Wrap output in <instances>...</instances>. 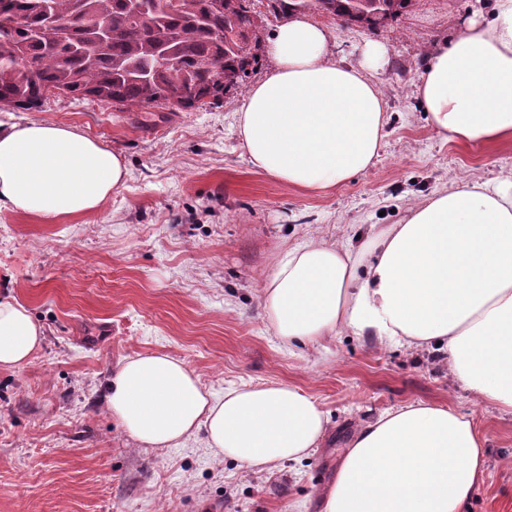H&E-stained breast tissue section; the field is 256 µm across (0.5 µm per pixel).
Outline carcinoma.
I'll return each mask as SVG.
<instances>
[{
	"mask_svg": "<svg viewBox=\"0 0 512 512\" xmlns=\"http://www.w3.org/2000/svg\"><path fill=\"white\" fill-rule=\"evenodd\" d=\"M418 0H0L13 20L0 56V104L31 111L51 96L124 109H202L224 102L258 65L264 21L318 11L370 31ZM53 17L61 34H36Z\"/></svg>",
	"mask_w": 512,
	"mask_h": 512,
	"instance_id": "1",
	"label": "carcinoma"
}]
</instances>
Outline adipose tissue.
<instances>
[{
  "instance_id": "obj_1",
  "label": "adipose tissue",
  "mask_w": 512,
  "mask_h": 512,
  "mask_svg": "<svg viewBox=\"0 0 512 512\" xmlns=\"http://www.w3.org/2000/svg\"><path fill=\"white\" fill-rule=\"evenodd\" d=\"M332 32L299 13L270 33L273 68L235 121L251 167L323 192L373 166L387 136L375 75L388 48L365 42L336 60ZM415 93L444 140H512V0L475 6L465 32L436 48ZM129 177L122 154L76 128L0 124V208L53 220L100 209ZM262 305L285 345L349 330L382 343L436 348L455 380L512 413V175L457 181L371 227L359 245L312 240L267 278ZM44 332L27 306L0 298V368L29 363ZM109 411L137 442L173 448L205 433L215 458L264 471L307 458L328 417L286 383L243 385L216 398L187 363L165 353L124 360L106 385ZM486 440L467 415L407 404L365 423L350 442L323 512H461L482 483Z\"/></svg>"
}]
</instances>
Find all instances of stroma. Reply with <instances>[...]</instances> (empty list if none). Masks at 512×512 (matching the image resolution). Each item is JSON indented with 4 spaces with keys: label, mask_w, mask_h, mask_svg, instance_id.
I'll list each match as a JSON object with an SVG mask.
<instances>
[{
    "label": "stroma",
    "mask_w": 512,
    "mask_h": 512,
    "mask_svg": "<svg viewBox=\"0 0 512 512\" xmlns=\"http://www.w3.org/2000/svg\"><path fill=\"white\" fill-rule=\"evenodd\" d=\"M479 0H419L376 31L321 13L333 54L356 62L384 43L377 80L388 106L386 145L365 172L324 193L255 173L235 129L257 69L222 104L187 112L123 111L52 100L42 111L0 106L1 122L78 128L126 158L129 179L98 211L47 221L0 209V297L27 304L45 344L0 369V512H320L359 424L408 403L448 405L486 438V472L464 512H512V415L478 403L448 359L343 332L283 347L261 290L284 253L312 238L359 242L399 224L409 206L450 182L512 170V144L442 141L413 86L436 45L455 39ZM185 360L205 390L293 384L327 412L308 458L264 472L215 459L204 434L174 448L132 441L108 410L105 386L126 358Z\"/></svg>",
    "instance_id": "obj_1"
}]
</instances>
